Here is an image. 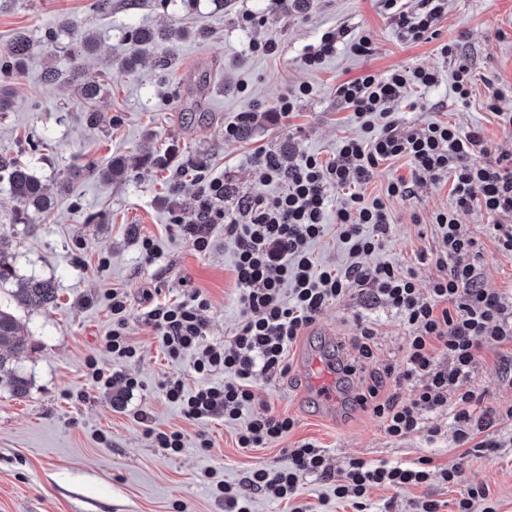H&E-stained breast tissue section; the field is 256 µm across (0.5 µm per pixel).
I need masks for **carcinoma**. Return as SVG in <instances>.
<instances>
[{
  "label": "carcinoma",
  "instance_id": "cac0c4a2",
  "mask_svg": "<svg viewBox=\"0 0 512 512\" xmlns=\"http://www.w3.org/2000/svg\"><path fill=\"white\" fill-rule=\"evenodd\" d=\"M184 35L179 28L153 30L149 28L130 31V38L142 43L158 45L176 40ZM34 41L25 33L15 35L5 44L3 54L7 67L18 70L31 53ZM103 90L102 84L96 82L78 85V91L87 111H93L94 103ZM105 181L122 180L126 178L125 167L118 161H109L99 169L92 168ZM0 186L17 201L18 207L12 217L15 224H29L31 214L44 213L52 209V196L21 161L0 156ZM7 289V304H0V391L5 390L15 397H23L28 391V380L20 371V361L30 350L24 327L15 316L18 309L31 307H48L56 300V291L46 280L35 277L20 278L13 266L0 254V291L5 285Z\"/></svg>",
  "mask_w": 512,
  "mask_h": 512
}]
</instances>
